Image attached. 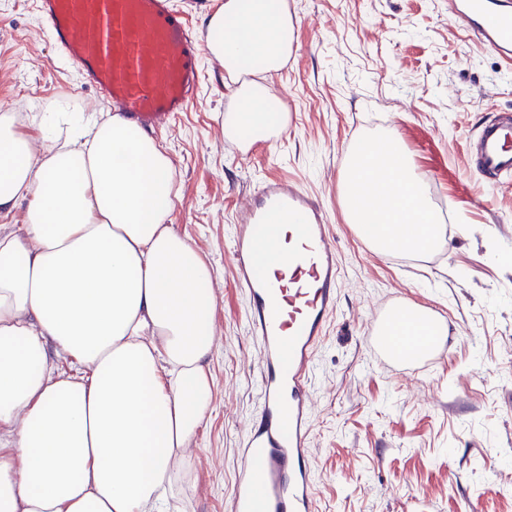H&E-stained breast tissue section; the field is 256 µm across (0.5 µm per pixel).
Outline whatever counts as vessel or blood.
<instances>
[{
	"instance_id": "b4317fda",
	"label": "vessel or blood",
	"mask_w": 512,
	"mask_h": 512,
	"mask_svg": "<svg viewBox=\"0 0 512 512\" xmlns=\"http://www.w3.org/2000/svg\"><path fill=\"white\" fill-rule=\"evenodd\" d=\"M476 37L512 58V13L498 0H450ZM56 57L73 65L111 112L143 130L165 126L195 99L204 43L172 0H38ZM476 162L492 186L512 183V122L479 134ZM296 216L287 278L266 277L258 250L275 255L263 231L272 213ZM232 263L249 300L248 332L261 348L262 411L242 438L227 512H317L311 467L310 390L317 353L338 308L337 244L317 202L293 182L270 179L240 210Z\"/></svg>"
}]
</instances>
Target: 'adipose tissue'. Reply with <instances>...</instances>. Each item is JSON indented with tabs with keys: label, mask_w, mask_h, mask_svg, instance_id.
Instances as JSON below:
<instances>
[{
	"label": "adipose tissue",
	"mask_w": 512,
	"mask_h": 512,
	"mask_svg": "<svg viewBox=\"0 0 512 512\" xmlns=\"http://www.w3.org/2000/svg\"><path fill=\"white\" fill-rule=\"evenodd\" d=\"M285 0H223L211 57L251 74L224 135L281 130L263 82L295 42ZM44 145L34 156L33 138ZM172 162L119 116L60 102L36 135L0 114V512H170L179 462L213 398L212 273L170 216ZM345 205L380 254L442 248L424 184L388 134L350 151Z\"/></svg>",
	"instance_id": "ef3b65f1"
}]
</instances>
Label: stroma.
Segmentation results:
<instances>
[{"mask_svg": "<svg viewBox=\"0 0 512 512\" xmlns=\"http://www.w3.org/2000/svg\"><path fill=\"white\" fill-rule=\"evenodd\" d=\"M297 20L287 62L266 83L284 104L279 136L242 150L224 136L237 79L202 61L198 97L155 137L178 200L174 229L213 269L214 401L172 486L183 512H225L238 448L259 411L258 349L229 260L240 204L262 180L293 179L337 239L339 307L313 381L319 512H512V188L487 190L472 143L512 117V71L448 19V0H287ZM104 121L96 91L55 57L33 0H0V113L35 133L57 101ZM400 137L445 244L375 253L349 222V149ZM415 305L444 330L413 366L375 356L382 308Z\"/></svg>", "mask_w": 512, "mask_h": 512, "instance_id": "1", "label": "stroma"}]
</instances>
